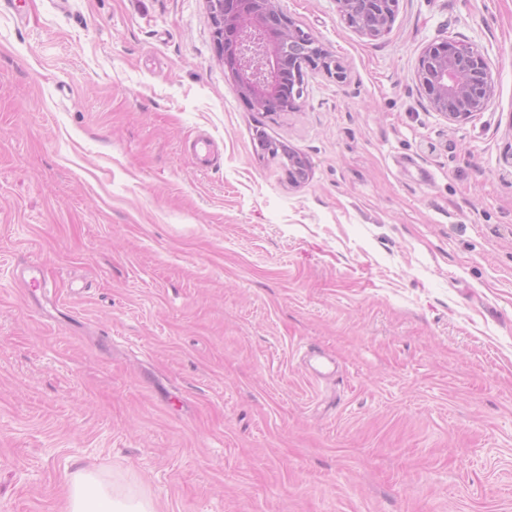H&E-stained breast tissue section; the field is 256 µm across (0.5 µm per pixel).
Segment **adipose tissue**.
I'll use <instances>...</instances> for the list:
<instances>
[{
	"instance_id": "1",
	"label": "adipose tissue",
	"mask_w": 512,
	"mask_h": 512,
	"mask_svg": "<svg viewBox=\"0 0 512 512\" xmlns=\"http://www.w3.org/2000/svg\"><path fill=\"white\" fill-rule=\"evenodd\" d=\"M69 484L66 512H156L150 496L108 485L91 472L70 475Z\"/></svg>"
}]
</instances>
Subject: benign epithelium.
<instances>
[{
    "mask_svg": "<svg viewBox=\"0 0 512 512\" xmlns=\"http://www.w3.org/2000/svg\"><path fill=\"white\" fill-rule=\"evenodd\" d=\"M215 45L247 107L264 115L297 109L310 71L337 81L344 68L287 14L279 0H205ZM399 0H336L341 19L360 35L377 38L394 23ZM417 78L433 111L466 121L488 107L495 84L480 51L454 41L427 47ZM288 181L306 178L307 162L288 159Z\"/></svg>",
    "mask_w": 512,
    "mask_h": 512,
    "instance_id": "obj_1",
    "label": "benign epithelium"
}]
</instances>
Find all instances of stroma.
I'll return each mask as SVG.
<instances>
[{"instance_id":"35a3bbf8","label":"stroma","mask_w":512,"mask_h":512,"mask_svg":"<svg viewBox=\"0 0 512 512\" xmlns=\"http://www.w3.org/2000/svg\"><path fill=\"white\" fill-rule=\"evenodd\" d=\"M280 5L346 78L264 118L204 0H0V512L78 470L157 512H512V0L375 39ZM446 39L495 82L459 123L416 80Z\"/></svg>"}]
</instances>
